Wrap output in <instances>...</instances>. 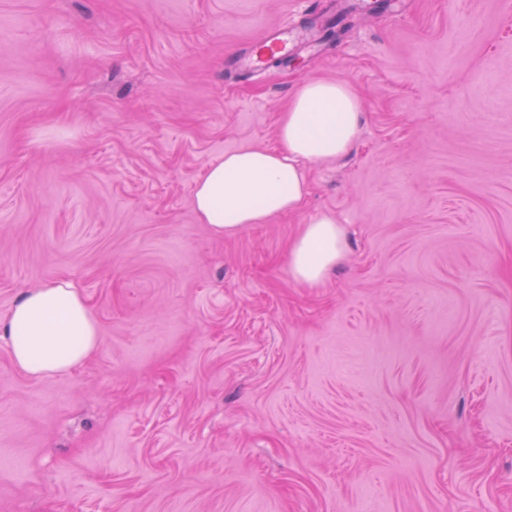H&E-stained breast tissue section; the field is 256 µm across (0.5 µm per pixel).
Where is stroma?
I'll list each match as a JSON object with an SVG mask.
<instances>
[{"label":"stroma","instance_id":"35a3bbf8","mask_svg":"<svg viewBox=\"0 0 512 512\" xmlns=\"http://www.w3.org/2000/svg\"><path fill=\"white\" fill-rule=\"evenodd\" d=\"M314 79L354 145L215 236L206 163ZM321 214L346 251L308 287ZM61 277L100 344L36 378L0 337V512H512V0H0V321ZM293 29L290 25H282L270 39L260 45L255 55H250L251 64L255 70H259L263 58L271 52L288 55L293 51ZM345 235L341 224L323 215L314 224L303 226L292 243L290 272L295 281L307 286L320 284L329 269L343 258Z\"/></svg>","mask_w":512,"mask_h":512}]
</instances>
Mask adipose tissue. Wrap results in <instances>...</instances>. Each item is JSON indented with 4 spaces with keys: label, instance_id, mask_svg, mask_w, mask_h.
I'll list each match as a JSON object with an SVG mask.
<instances>
[{
    "label": "adipose tissue",
    "instance_id": "obj_1",
    "mask_svg": "<svg viewBox=\"0 0 512 512\" xmlns=\"http://www.w3.org/2000/svg\"><path fill=\"white\" fill-rule=\"evenodd\" d=\"M361 104L344 82L312 80L294 95L279 127L280 146H246L210 162L198 179L193 209L219 236L296 211L308 195L305 164L334 160L359 135ZM344 230L329 215L304 225L289 255L295 281L320 284L343 258ZM15 364L36 377L64 374L98 347V326L79 289L66 279L23 293L0 327Z\"/></svg>",
    "mask_w": 512,
    "mask_h": 512
}]
</instances>
